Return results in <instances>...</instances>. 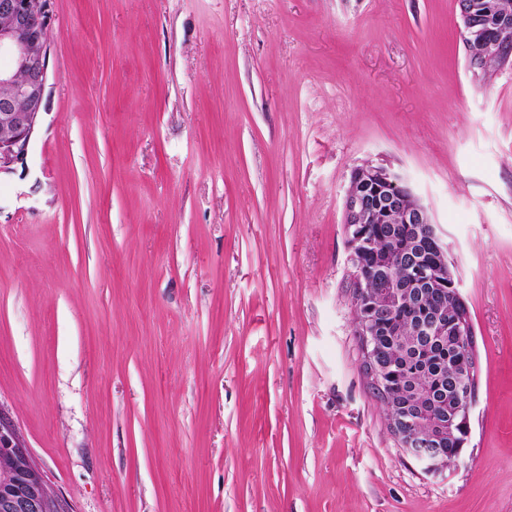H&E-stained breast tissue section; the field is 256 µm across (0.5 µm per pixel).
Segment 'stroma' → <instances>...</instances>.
<instances>
[{
    "mask_svg": "<svg viewBox=\"0 0 512 512\" xmlns=\"http://www.w3.org/2000/svg\"><path fill=\"white\" fill-rule=\"evenodd\" d=\"M0 177V412L73 512H512V67L456 0H55ZM401 174L459 267L457 466L362 370L344 198Z\"/></svg>",
    "mask_w": 512,
    "mask_h": 512,
    "instance_id": "1",
    "label": "stroma"
}]
</instances>
